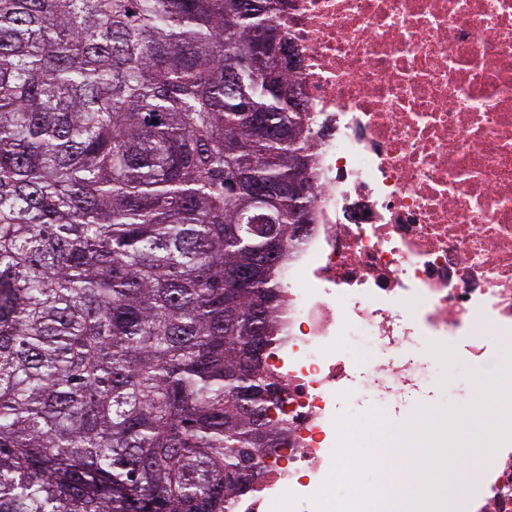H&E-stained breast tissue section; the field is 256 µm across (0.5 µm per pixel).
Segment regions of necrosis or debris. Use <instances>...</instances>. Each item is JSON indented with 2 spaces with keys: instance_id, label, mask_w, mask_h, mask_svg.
<instances>
[{
  "instance_id": "obj_1",
  "label": "necrosis or debris",
  "mask_w": 512,
  "mask_h": 512,
  "mask_svg": "<svg viewBox=\"0 0 512 512\" xmlns=\"http://www.w3.org/2000/svg\"><path fill=\"white\" fill-rule=\"evenodd\" d=\"M301 57L311 114L314 205L281 269L268 366L285 384L286 451L255 459L230 512H336L328 481L346 437L338 413L356 384L391 399L433 386L436 349L491 370L496 444L472 489L484 512H512V0H275ZM358 336L380 358L336 354ZM437 416L369 430L363 446L430 450ZM412 493L380 474L349 512H446L425 469Z\"/></svg>"
}]
</instances>
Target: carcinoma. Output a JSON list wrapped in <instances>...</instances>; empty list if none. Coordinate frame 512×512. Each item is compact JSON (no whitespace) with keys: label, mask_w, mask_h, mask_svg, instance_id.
<instances>
[{"label":"carcinoma","mask_w":512,"mask_h":512,"mask_svg":"<svg viewBox=\"0 0 512 512\" xmlns=\"http://www.w3.org/2000/svg\"><path fill=\"white\" fill-rule=\"evenodd\" d=\"M261 2L0 0V512H227L288 447L252 347L313 156Z\"/></svg>","instance_id":"cac0c4a2"}]
</instances>
